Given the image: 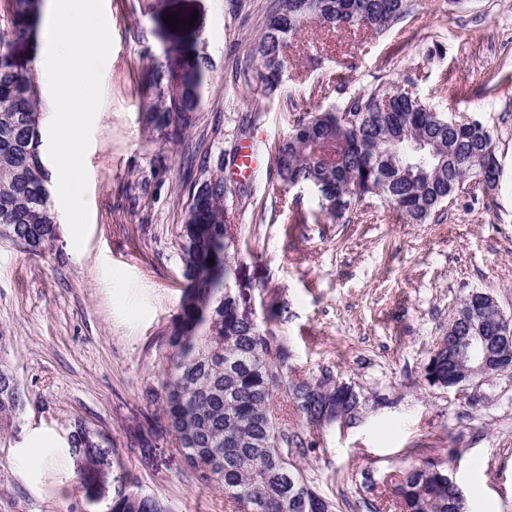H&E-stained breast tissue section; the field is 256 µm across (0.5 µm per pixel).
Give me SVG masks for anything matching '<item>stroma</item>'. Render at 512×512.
Listing matches in <instances>:
<instances>
[{
	"mask_svg": "<svg viewBox=\"0 0 512 512\" xmlns=\"http://www.w3.org/2000/svg\"><path fill=\"white\" fill-rule=\"evenodd\" d=\"M113 39L102 103L85 156L90 226L75 249L67 221L43 254L0 239V362L27 402L18 432L0 439V512H102L78 488L67 436L83 422L111 441L139 487L174 512H236L221 488L187 466L148 390L180 311L179 229L187 157L223 160L233 190L235 260L256 316L287 310L276 326L293 378L332 370L363 397L357 419L319 431L281 403L288 432L313 448L300 464L339 512L390 498L383 479L431 461L462 488L469 512H512V372L443 389L424 377L438 336L473 289L512 313V0H417L382 33L308 25L287 49L278 94L238 87L271 0H103ZM194 16L170 30L169 14ZM211 62L193 126L166 139L147 118L146 74L174 46ZM381 82L412 90L435 111L481 120L502 166L493 197L463 191L442 218L407 224L377 199L348 224L291 221L318 209L308 189L283 190L268 156L293 114L329 108ZM342 91H335V84ZM262 163L235 177L241 146ZM142 434L149 457L131 448Z\"/></svg>",
	"mask_w": 512,
	"mask_h": 512,
	"instance_id": "obj_1",
	"label": "stroma"
}]
</instances>
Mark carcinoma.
Here are the masks:
<instances>
[{"label":"carcinoma","mask_w":512,"mask_h":512,"mask_svg":"<svg viewBox=\"0 0 512 512\" xmlns=\"http://www.w3.org/2000/svg\"><path fill=\"white\" fill-rule=\"evenodd\" d=\"M44 0H3L0 5V238L33 255L56 238L57 214L42 156L40 89L16 55L20 40L38 43ZM415 0H273L264 32L254 46L259 63L241 73L242 86L273 94L286 67L290 41L312 22L328 30L388 29L406 17ZM207 58L175 50L155 65L150 83L159 107L150 118L174 139L192 125L201 101ZM437 145L439 160L415 162L414 139ZM496 150L476 118L433 111L394 82L348 97L336 110L305 111L293 119L271 158L284 186L307 187L319 199L323 220L349 223L363 200L376 197L408 224H424L463 186L483 191L499 181L500 164L486 166ZM186 184L189 205L179 231L182 276L187 282L180 312L159 356L151 401L189 468L224 489L237 512H337L336 502L316 491L296 458L308 449L276 422L274 394L289 399L311 425L328 407V395L309 392L312 380H291V349L270 324L286 308L271 304L258 322L240 310L233 291L237 266L226 224L229 193L223 162L204 161ZM345 201L342 212L327 207ZM214 259L213 264L207 260ZM25 394L17 376L0 362V433L18 429ZM68 452L91 502L107 490L106 512H172L167 502L133 489L111 445L82 422L68 436ZM401 512H466L462 489L440 465L424 462L385 478Z\"/></svg>","instance_id":"carcinoma-1"}]
</instances>
